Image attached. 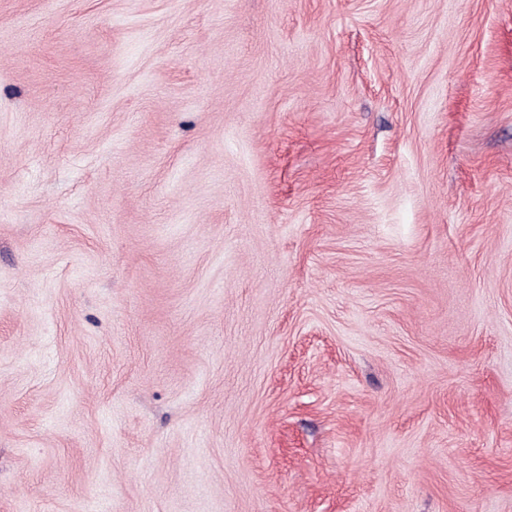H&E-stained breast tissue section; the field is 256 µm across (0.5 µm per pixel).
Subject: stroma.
Listing matches in <instances>:
<instances>
[{
  "mask_svg": "<svg viewBox=\"0 0 512 512\" xmlns=\"http://www.w3.org/2000/svg\"><path fill=\"white\" fill-rule=\"evenodd\" d=\"M0 512H512V0H0Z\"/></svg>",
  "mask_w": 512,
  "mask_h": 512,
  "instance_id": "35a3bbf8",
  "label": "stroma"
}]
</instances>
